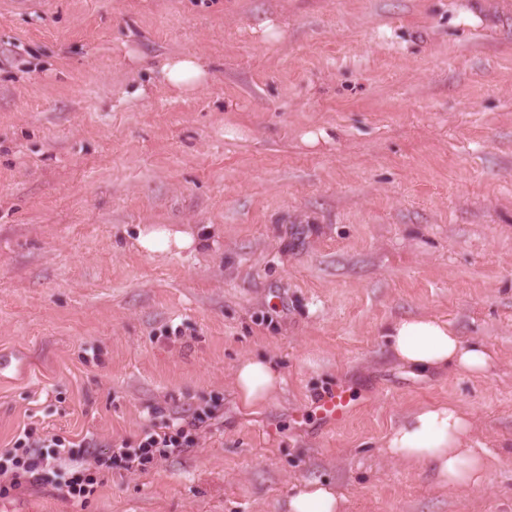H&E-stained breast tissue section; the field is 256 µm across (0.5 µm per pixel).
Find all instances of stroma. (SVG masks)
<instances>
[{"instance_id": "1", "label": "stroma", "mask_w": 512, "mask_h": 512, "mask_svg": "<svg viewBox=\"0 0 512 512\" xmlns=\"http://www.w3.org/2000/svg\"><path fill=\"white\" fill-rule=\"evenodd\" d=\"M199 53L206 83H162ZM144 224L198 229L150 255ZM404 316L490 368L415 374ZM0 448L23 428L99 452L219 407L194 448L0 512H282L317 480L345 512H512V0H0ZM283 384L241 404L232 374ZM344 387L332 425L316 397ZM454 402L486 480L440 487L383 452ZM208 63L203 58L186 54L169 58L161 67L166 83L178 92H189L208 76ZM282 382L272 364L262 359H245L235 369L237 396L245 405L264 404Z\"/></svg>"}]
</instances>
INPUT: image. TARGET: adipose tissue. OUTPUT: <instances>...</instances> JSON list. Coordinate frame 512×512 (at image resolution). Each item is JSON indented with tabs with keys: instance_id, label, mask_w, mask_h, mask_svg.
I'll return each instance as SVG.
<instances>
[{
	"instance_id": "adipose-tissue-1",
	"label": "adipose tissue",
	"mask_w": 512,
	"mask_h": 512,
	"mask_svg": "<svg viewBox=\"0 0 512 512\" xmlns=\"http://www.w3.org/2000/svg\"><path fill=\"white\" fill-rule=\"evenodd\" d=\"M166 83L179 92L201 85L208 76L203 58L186 54L169 58L161 67ZM199 240L189 228L169 224H147L138 230L136 244L148 254H167L194 249ZM390 348L405 367L428 372L448 366L458 371L479 373L491 362L480 343L463 341L455 329L434 317H403L383 328ZM282 382L272 364L246 359L235 369L238 398L246 405H260ZM469 415L451 403L421 407L407 415L389 435L390 456L410 464H426L443 487H472L485 479L489 461L484 448H471ZM345 498L334 488L316 481L295 484L287 498L288 512H343Z\"/></svg>"
}]
</instances>
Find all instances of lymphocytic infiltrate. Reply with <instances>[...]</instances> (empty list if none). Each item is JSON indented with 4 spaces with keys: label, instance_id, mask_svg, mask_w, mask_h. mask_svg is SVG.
<instances>
[{
    "label": "lymphocytic infiltrate",
    "instance_id": "lymphocytic-infiltrate-1",
    "mask_svg": "<svg viewBox=\"0 0 512 512\" xmlns=\"http://www.w3.org/2000/svg\"><path fill=\"white\" fill-rule=\"evenodd\" d=\"M217 409L193 413L191 418H174L172 423L145 432L138 446L113 444L108 453L92 456V466L62 475V461H76L90 456L93 438L74 442L55 435L40 437L35 428H24L12 447L0 449V498L24 486L47 485L63 497L88 500L100 483L103 469L121 467L128 471H145L155 457L167 456L195 447L200 424L217 418Z\"/></svg>",
    "mask_w": 512,
    "mask_h": 512
}]
</instances>
